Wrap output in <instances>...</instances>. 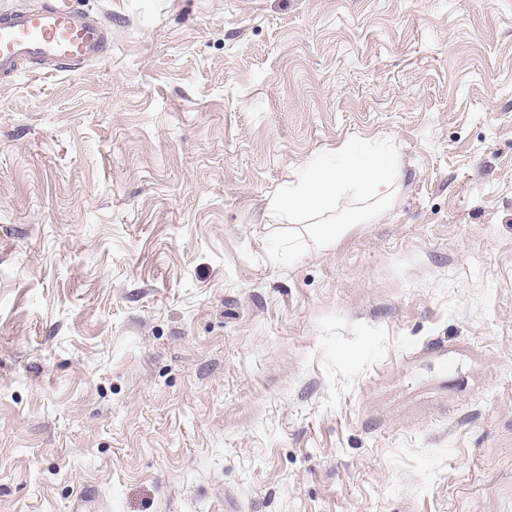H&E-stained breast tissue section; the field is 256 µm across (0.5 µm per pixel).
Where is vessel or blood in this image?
<instances>
[{
    "label": "vessel or blood",
    "instance_id": "obj_1",
    "mask_svg": "<svg viewBox=\"0 0 512 512\" xmlns=\"http://www.w3.org/2000/svg\"><path fill=\"white\" fill-rule=\"evenodd\" d=\"M112 49L101 18L79 0H43L33 8L0 9V78L17 76L24 65L43 75L98 61Z\"/></svg>",
    "mask_w": 512,
    "mask_h": 512
}]
</instances>
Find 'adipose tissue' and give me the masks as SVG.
Here are the masks:
<instances>
[{
  "instance_id": "adipose-tissue-1",
  "label": "adipose tissue",
  "mask_w": 512,
  "mask_h": 512,
  "mask_svg": "<svg viewBox=\"0 0 512 512\" xmlns=\"http://www.w3.org/2000/svg\"><path fill=\"white\" fill-rule=\"evenodd\" d=\"M394 165L380 160L305 169L268 201L277 224L303 225L317 247L333 245L348 227L365 224L386 210L400 192Z\"/></svg>"
}]
</instances>
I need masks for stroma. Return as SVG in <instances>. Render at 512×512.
Returning <instances> with one entry per match:
<instances>
[{
    "label": "stroma",
    "mask_w": 512,
    "mask_h": 512,
    "mask_svg": "<svg viewBox=\"0 0 512 512\" xmlns=\"http://www.w3.org/2000/svg\"><path fill=\"white\" fill-rule=\"evenodd\" d=\"M0 81V512H512V0H83ZM381 148L317 248L267 201ZM80 0H45L33 8L0 9V78L17 76L24 65L53 75L107 56L112 40L101 18Z\"/></svg>",
    "instance_id": "1"
}]
</instances>
